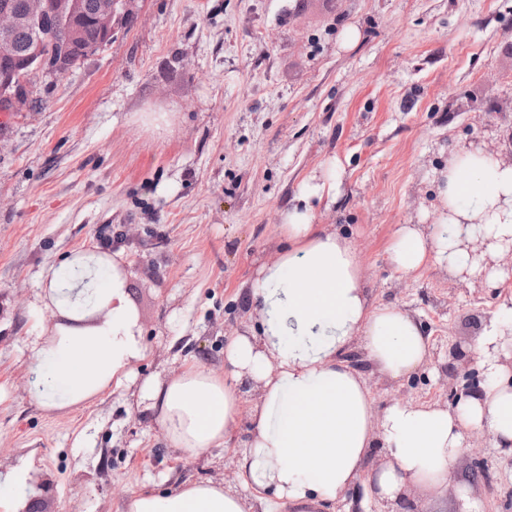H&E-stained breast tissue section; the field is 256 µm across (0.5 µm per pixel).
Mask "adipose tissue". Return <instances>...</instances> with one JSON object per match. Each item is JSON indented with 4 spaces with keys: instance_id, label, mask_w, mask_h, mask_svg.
<instances>
[{
    "instance_id": "1",
    "label": "adipose tissue",
    "mask_w": 512,
    "mask_h": 512,
    "mask_svg": "<svg viewBox=\"0 0 512 512\" xmlns=\"http://www.w3.org/2000/svg\"><path fill=\"white\" fill-rule=\"evenodd\" d=\"M430 224L398 225L387 255L411 274L436 262L453 275L482 273L461 239L460 220L479 224L484 256L502 260L512 237V165L499 155L459 147L441 174ZM336 197V171L305 184L280 226L284 243L247 284L252 325L224 348V370L196 363L152 378L140 399L171 447L192 455L229 447L247 420L238 467L264 497L265 512H333L356 489L389 504L412 490L454 486L462 512H481L454 461L470 438L488 436L512 456V307L474 344L485 382L455 405L391 401L377 407L348 353L400 380L430 356L419 320L390 304H370L360 253L331 224L314 221L312 199ZM483 256V257H484ZM122 253H71L42 279L41 301L56 323L34 336L31 394L48 412L84 407L130 381L146 359L128 296ZM380 460H373L374 449ZM127 512H250L248 499L212 481H185L162 495L129 499Z\"/></svg>"
}]
</instances>
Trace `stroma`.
Wrapping results in <instances>:
<instances>
[{
	"mask_svg": "<svg viewBox=\"0 0 512 512\" xmlns=\"http://www.w3.org/2000/svg\"><path fill=\"white\" fill-rule=\"evenodd\" d=\"M351 24L360 39L344 50ZM31 89L0 131V472L32 462L29 512H125L184 480L244 486L247 422L230 447L193 456L164 440L137 385L67 413L31 396L27 344L55 323L41 275L96 248L105 226L151 350L138 378L220 370L248 322L244 283L280 248L303 185L336 166L337 201H314L316 223L353 239L370 301L408 310L431 344L401 380L367 370L377 405L483 381L477 358L451 378L441 367L451 345L471 350L512 287L455 288L433 262L407 275L387 249L397 225L432 215L459 145L512 146V0H131L104 50L61 78L36 72ZM159 112L167 122L145 123ZM481 459L490 477L474 478L473 496L512 512L511 456L465 449L456 473Z\"/></svg>",
	"mask_w": 512,
	"mask_h": 512,
	"instance_id": "obj_1",
	"label": "stroma"
}]
</instances>
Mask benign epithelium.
I'll list each match as a JSON object with an SVG mask.
<instances>
[{
	"label": "benign epithelium",
	"mask_w": 512,
	"mask_h": 512,
	"mask_svg": "<svg viewBox=\"0 0 512 512\" xmlns=\"http://www.w3.org/2000/svg\"><path fill=\"white\" fill-rule=\"evenodd\" d=\"M128 12L129 0H0V103L14 111L21 109L25 99L16 78L20 70L34 64L53 76L66 73L74 50L87 54L99 50L83 42L85 23H94L109 41L116 24ZM20 28L36 33L24 50L14 42ZM62 29L68 31V38L43 51Z\"/></svg>",
	"instance_id": "1"
}]
</instances>
